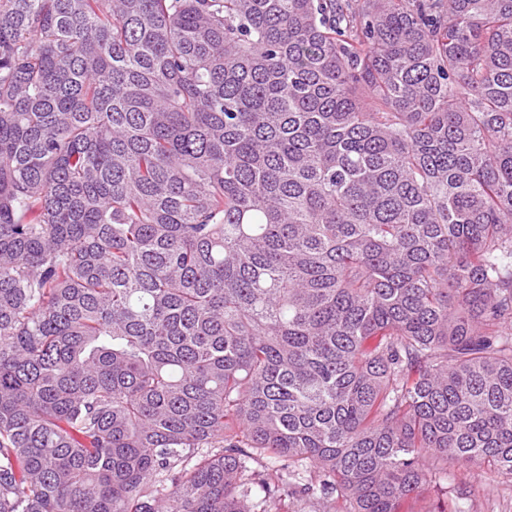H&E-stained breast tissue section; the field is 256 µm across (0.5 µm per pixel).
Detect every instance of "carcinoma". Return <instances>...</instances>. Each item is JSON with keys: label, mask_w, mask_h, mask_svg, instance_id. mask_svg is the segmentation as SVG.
<instances>
[{"label": "carcinoma", "mask_w": 512, "mask_h": 512, "mask_svg": "<svg viewBox=\"0 0 512 512\" xmlns=\"http://www.w3.org/2000/svg\"><path fill=\"white\" fill-rule=\"evenodd\" d=\"M511 323L512 0H0V512L512 479Z\"/></svg>", "instance_id": "carcinoma-1"}]
</instances>
